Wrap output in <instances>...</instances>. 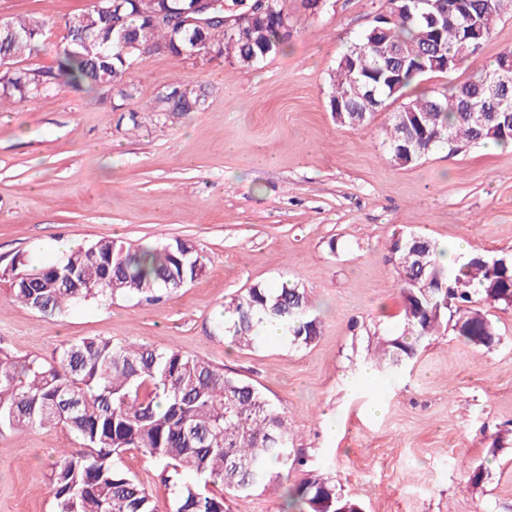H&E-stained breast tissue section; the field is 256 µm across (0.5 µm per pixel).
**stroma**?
<instances>
[{"label":"stroma","instance_id":"1","mask_svg":"<svg viewBox=\"0 0 512 512\" xmlns=\"http://www.w3.org/2000/svg\"><path fill=\"white\" fill-rule=\"evenodd\" d=\"M89 5L0 0V16L49 25L18 65H52L65 19ZM284 5L290 44L255 66L145 54L132 70L134 101L62 86L0 107V269L53 261L61 241L74 250L103 238L178 237L205 255L202 273L157 306L119 296L50 316L13 302L2 279L0 345L49 360L64 344L104 336L197 355L284 413L306 460L289 484L329 474L363 512H512V306L491 311L500 334L492 348L445 326L405 371L373 366L378 337L403 322L398 237L424 236L459 263L512 257V150L442 148L396 164L380 136L389 112L349 128L328 107L341 53L388 0H329L315 13L302 0ZM510 49L512 4L478 54L405 97L452 87ZM176 80L200 96L201 110L146 112ZM285 280L306 291L320 336L230 346L225 304ZM73 443L60 427L0 432V512H53L47 476ZM119 465L152 491L158 512H173L161 466L135 449Z\"/></svg>","mask_w":512,"mask_h":512}]
</instances>
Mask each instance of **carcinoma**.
<instances>
[{"mask_svg": "<svg viewBox=\"0 0 512 512\" xmlns=\"http://www.w3.org/2000/svg\"><path fill=\"white\" fill-rule=\"evenodd\" d=\"M506 0H476L466 14L444 21L430 33L424 0H398L392 19L379 36L365 29L346 47L329 74L331 92L341 96L336 124L369 125L376 100L387 106L392 87L408 88L416 80L441 74L434 69L442 56L461 52L462 33L483 32L487 40ZM124 22L112 28V17L89 5L65 22L66 41L49 67L7 68L0 72V102H24L62 85L118 87L125 98L137 88L124 80L143 53L163 47L173 56H189L197 44L213 57L253 66L281 52L288 39L280 27L291 26L283 0H271V12L252 27L230 32L220 20L203 30L177 29L152 23L151 12L179 10L191 0H121ZM254 6V0H221L217 16H232ZM46 21L13 16L0 28V57L13 61L38 46ZM129 43L138 44L130 53ZM493 61L477 74L448 89L435 88L392 113L385 130L387 150L403 166L418 157L401 155L413 134L422 137L424 154L448 146L512 143V120L495 113L479 128L464 111L468 96L491 97ZM202 99L175 82L161 90L146 112H197ZM394 243L403 326L383 342L380 365L397 368L414 358L420 342L433 335L449 316L457 335L478 348L500 341L489 309L509 304L512 262L481 254L465 262L441 260L443 250L420 238V254L408 255ZM205 256L188 240L125 246L98 240L45 265L22 260L0 271L10 296L42 313L53 314L89 299L133 295L159 304L193 281ZM450 300V306L442 305ZM275 325L291 345H307L320 334L304 289L285 281L274 288L253 286L224 308V338L238 348L252 347L263 326ZM61 426L74 435V446L62 451L48 475L55 512H158L153 495L117 461L135 448L167 471L175 512H228L224 495L208 491L221 485L249 494L275 484L304 465L293 447L285 416L252 383L215 368L197 355L134 343L88 337L63 345L50 360L18 356L0 345V429L25 433ZM285 512H338L358 505L336 488V481L317 474L286 490Z\"/></svg>", "mask_w": 512, "mask_h": 512, "instance_id": "cac0c4a2", "label": "carcinoma"}]
</instances>
